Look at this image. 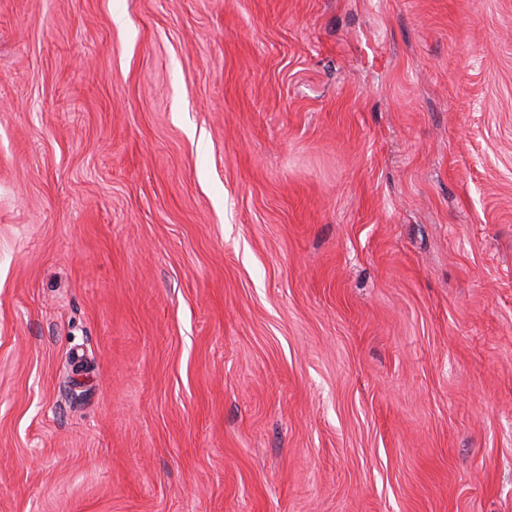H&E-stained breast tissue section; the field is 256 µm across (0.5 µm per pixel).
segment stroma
<instances>
[{"mask_svg":"<svg viewBox=\"0 0 512 512\" xmlns=\"http://www.w3.org/2000/svg\"><path fill=\"white\" fill-rule=\"evenodd\" d=\"M0 512H512V0H0Z\"/></svg>","mask_w":512,"mask_h":512,"instance_id":"1","label":"stroma"}]
</instances>
